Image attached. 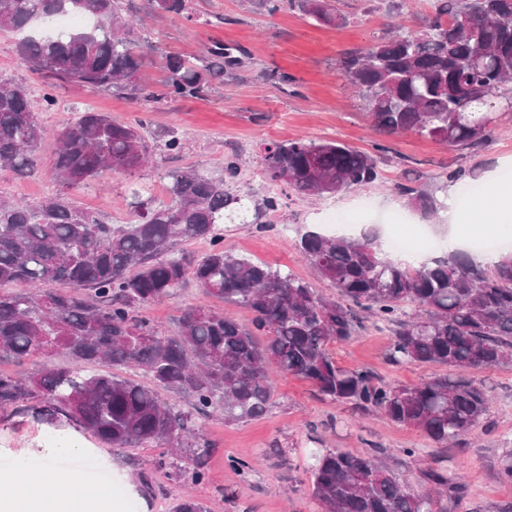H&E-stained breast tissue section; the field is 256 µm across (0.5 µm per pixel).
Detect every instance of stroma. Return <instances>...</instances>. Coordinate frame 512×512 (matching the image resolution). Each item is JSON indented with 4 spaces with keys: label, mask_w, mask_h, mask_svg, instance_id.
Masks as SVG:
<instances>
[{
    "label": "stroma",
    "mask_w": 512,
    "mask_h": 512,
    "mask_svg": "<svg viewBox=\"0 0 512 512\" xmlns=\"http://www.w3.org/2000/svg\"><path fill=\"white\" fill-rule=\"evenodd\" d=\"M186 2L191 14L187 21L156 9L152 0H120L124 15L135 20L138 33L152 45L141 78L160 99L147 114L150 126L145 140L155 154L172 135L184 147L168 156L162 166L105 172L70 191L74 204L97 213L106 223L127 224L137 219L129 198L132 186H152L155 196L164 200L169 187L165 171L200 168L217 174L225 158L237 154L245 166L238 181L226 187L238 202L229 207L224 221L225 250L289 271L328 295L332 292L329 283L297 247L299 231L319 223L324 214L365 208L399 213L407 221V231L427 228L435 241L432 254L438 257L448 250V225L440 217L428 218L404 206L387 192V185L412 180L433 184L440 173L462 168L472 171L476 183L484 186L481 203H494L506 188L501 171L512 167V114L500 117L490 143L481 148L445 146L414 134L386 137L374 131L362 99L352 93L339 69L343 51L369 46L389 33L392 24L418 29L421 16L433 12L435 0H333L342 17L337 25L314 22L295 8L271 16L259 0L248 5L242 0ZM216 42L224 44L232 59L223 79L214 81L202 97L164 100L163 57H191ZM273 71L288 74L291 83L271 80ZM1 80L27 88L34 112L49 130L87 109L105 113L120 124L139 116L128 98L93 87L56 88L59 105L69 103V110L45 109L46 80L18 59L10 34L0 35ZM300 137L336 140L368 152L382 145V152H375L380 182L350 187L333 196L293 195L279 209L266 210V197L279 193L280 187L256 176L263 167V148ZM55 151L56 140L49 134L31 169L20 175L0 169V198L37 204L59 193L51 168ZM189 306L231 311L246 328L253 318L249 308L226 306L193 281L178 295L146 307L142 314L163 334L172 336L181 309ZM392 337L390 324L366 320L353 340L331 343L329 350L338 365L370 369L389 383H413L442 373L457 377L452 367L389 363ZM467 377L483 386L491 401L484 429L445 450L450 465L462 471L465 484L460 506L449 507L448 512H498L512 503V482L498 474L501 454L512 448V362L471 371ZM272 381L275 402L263 417L232 424L220 416L204 420V431L215 447L205 460L209 474L202 483L157 469L159 449H113L85 433L80 439L110 484L129 491L138 512H170L173 502L184 495L203 502L209 512H321L308 492V454L314 448L377 453L412 490L424 491L419 471L434 449L419 432L381 414L321 401L307 380L276 375ZM66 433V427L49 429L15 410L0 411V472L37 475L41 450L62 447ZM249 453L257 454L260 462L243 477L230 462ZM142 475L158 487L152 498L133 489Z\"/></svg>",
    "instance_id": "obj_1"
}]
</instances>
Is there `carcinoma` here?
I'll return each instance as SVG.
<instances>
[{"mask_svg":"<svg viewBox=\"0 0 512 512\" xmlns=\"http://www.w3.org/2000/svg\"><path fill=\"white\" fill-rule=\"evenodd\" d=\"M317 0H262L274 15L298 8L318 23L339 17ZM184 16L186 0H153ZM88 16L92 25L35 37L33 19ZM0 31L16 34L14 48L33 72L61 84L97 87L147 108L159 99L139 74L145 44L122 15L119 0H0ZM224 48L197 57L167 55L164 97L198 98L224 77ZM372 127L386 135L412 133L448 146L478 147L492 138L493 110L512 100V0H437L421 31L398 30L341 59ZM148 119L116 124L84 112L55 130L53 174L65 190L104 171L147 162ZM47 130L27 90L0 82V168L22 174L36 163ZM270 180L282 194H334L379 180L370 152L340 142L299 138L264 148ZM241 172L238 156L223 174L193 168L166 173L167 202L148 195L133 224H107L56 194L32 205L0 201V357L22 361L35 352L63 351L73 365L35 376L0 372V409L34 398L32 418L54 427L74 424L114 449L164 448L157 468L201 482L215 443L193 419L219 412L224 422L267 412L275 389L268 369L310 381L319 397L379 412L446 448L475 431L488 411L486 391L460 376L420 383H385L365 368H344L331 342H348L364 317L395 326L388 359L428 363L461 372L512 361V251L481 264L452 251L418 266L381 253L376 233L356 238L307 230L299 249L336 289L326 297L286 271L224 251V209L234 198L224 183ZM391 193L421 214L443 207L436 189L391 185ZM207 239L210 251L191 262L181 245ZM195 281L211 296L254 313L253 329L224 312L189 307L179 331L166 336L141 311ZM267 337L264 345L255 337ZM115 366L142 371L144 381L100 373ZM174 394L164 399L159 391ZM190 400L184 410L179 398ZM438 456L426 462L416 493L370 452L322 449L310 465L311 495L322 512H439L442 493L459 502L463 476Z\"/></svg>","mask_w":512,"mask_h":512,"instance_id":"cac0c4a2","label":"carcinoma"}]
</instances>
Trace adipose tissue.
I'll return each instance as SVG.
<instances>
[{
    "label": "adipose tissue",
    "instance_id": "obj_1",
    "mask_svg": "<svg viewBox=\"0 0 512 512\" xmlns=\"http://www.w3.org/2000/svg\"><path fill=\"white\" fill-rule=\"evenodd\" d=\"M40 478L51 494L33 492L23 474L0 473V512H112L105 489L62 474L53 456L45 457Z\"/></svg>",
    "mask_w": 512,
    "mask_h": 512
}]
</instances>
